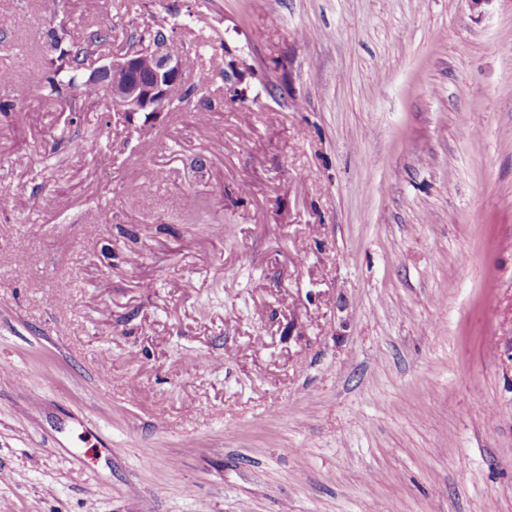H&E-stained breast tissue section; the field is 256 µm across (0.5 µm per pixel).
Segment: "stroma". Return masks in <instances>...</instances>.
Returning a JSON list of instances; mask_svg holds the SVG:
<instances>
[{"label":"stroma","mask_w":512,"mask_h":512,"mask_svg":"<svg viewBox=\"0 0 512 512\" xmlns=\"http://www.w3.org/2000/svg\"><path fill=\"white\" fill-rule=\"evenodd\" d=\"M98 2L0 0V512H512V0ZM166 26L150 27L135 38L130 46L99 66L84 81L81 65L89 53V42L76 45L67 39V31L61 28L48 31L54 54L38 68L34 89L47 100L63 99L70 109H77L79 102L102 101L105 98L114 116H134L139 112H165L173 90L184 87L186 73L182 54L184 43L166 34ZM158 39H167V49L155 45ZM148 46L143 48L144 46ZM150 45V46H149ZM143 49H138V48ZM174 53V54H173ZM100 85L101 89L95 85ZM195 86L180 88L174 92L173 101L182 102ZM73 92H76L74 95Z\"/></svg>","instance_id":"stroma-1"}]
</instances>
